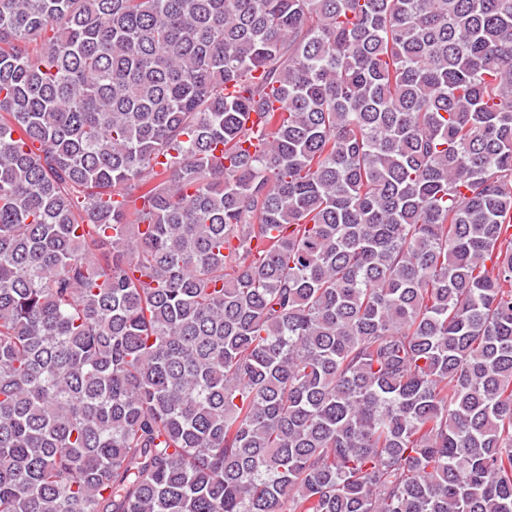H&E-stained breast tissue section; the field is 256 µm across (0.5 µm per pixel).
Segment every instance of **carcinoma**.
Segmentation results:
<instances>
[{
  "instance_id": "cac0c4a2",
  "label": "carcinoma",
  "mask_w": 512,
  "mask_h": 512,
  "mask_svg": "<svg viewBox=\"0 0 512 512\" xmlns=\"http://www.w3.org/2000/svg\"><path fill=\"white\" fill-rule=\"evenodd\" d=\"M0 512H512V0H0Z\"/></svg>"
}]
</instances>
